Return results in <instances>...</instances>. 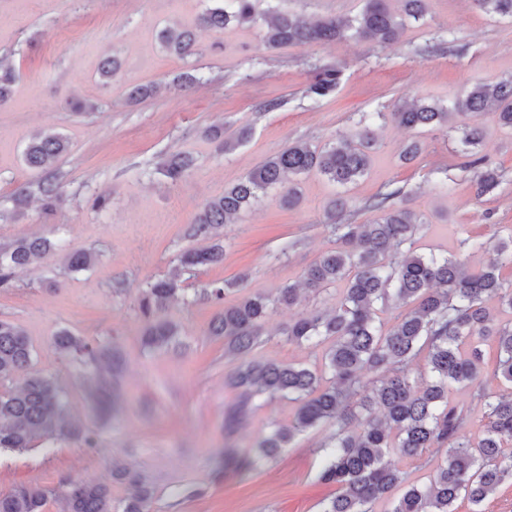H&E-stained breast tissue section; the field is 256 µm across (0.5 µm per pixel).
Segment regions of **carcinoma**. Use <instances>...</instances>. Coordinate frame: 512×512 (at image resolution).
Masks as SVG:
<instances>
[{
    "label": "carcinoma",
    "instance_id": "obj_1",
    "mask_svg": "<svg viewBox=\"0 0 512 512\" xmlns=\"http://www.w3.org/2000/svg\"><path fill=\"white\" fill-rule=\"evenodd\" d=\"M196 26L223 29L231 23L257 21L256 0H217ZM353 17L326 15L308 22L276 7L263 15V41L268 48L282 45L330 43L349 35L380 45L394 43L407 22L424 18L428 0H362ZM490 14L512 18V0H472ZM159 41L166 51L181 58L199 53L191 29L165 28ZM116 56L105 57L100 79L108 83L120 70ZM335 64L319 67L307 93L316 98L332 94L340 80ZM15 72L0 57V107L12 94ZM453 108L473 115L489 109L500 124L512 129V78L495 84L479 82L453 102ZM449 108L438 102L406 99L386 115L390 122L408 129L448 126ZM206 133L221 140L230 152L250 135L247 128L234 139L222 138L218 129ZM482 142L479 127L463 130L461 144L474 156L478 167L477 195L493 193L500 174L476 157ZM376 145L373 131L364 126L351 138L323 147L295 143L265 159L243 179L206 202L196 214L190 235L205 244L187 249L177 257L172 275L149 282L137 300L144 326L142 348L167 350L178 344L179 327L165 311L182 291L180 277L199 267L224 261L223 229L241 211L257 204L272 188L281 191L292 205L298 200L297 177L316 173L346 186L364 177ZM68 150L63 135L50 129L35 134L23 151L25 165L42 174L36 184L42 209L50 213L63 195V185L52 165ZM195 168L192 154L178 152L163 164V173L177 183ZM379 196L372 207L382 211L373 224H343L349 199L338 193L327 204L325 217L339 246L315 259L301 279L274 295L243 292L247 275L217 281L202 294L218 313L208 335L224 339V357L235 362L227 384L238 391L235 402L224 409V473L251 471L277 457L294 437L320 425L334 431L320 445L324 462L318 479L336 485V495L320 512H376L375 505L390 502L387 512H457L463 498L472 512L505 482L512 483V325H498L485 306L496 298L512 310V286H506L500 269L512 264V235L499 240L489 258L470 270L461 257L425 255L418 252L417 235L423 215L389 203ZM62 249L47 235L16 238L0 245V290L13 287L15 270L43 261ZM96 255L71 250L64 255L66 271L90 269ZM345 282L336 304L306 309L288 323L282 334L288 341L306 345L316 362L279 363L253 355L263 325L279 306H298L329 294L330 287ZM391 313L393 324L384 328L378 313ZM497 344V375L506 384L500 392L481 386L482 345ZM61 352L92 369L89 398L105 412L109 409L126 373V362L117 345L93 346L62 328L54 335ZM426 363L419 364L421 354ZM32 345L21 324L0 318V453L22 452L39 439L76 437L84 447L98 446L97 433L68 417L62 388L53 377L29 372ZM452 386L472 389V403L487 419L481 436L463 432L469 414L448 404ZM260 396L286 397L296 403L288 425L273 426L252 448L229 442L243 427ZM427 448L443 450L428 482L412 483L389 454L419 459ZM112 479L125 485L128 494L112 497L104 483L66 477L55 486L21 485L0 493V512H45L51 500L63 503L62 512H152L155 489L139 470L115 462Z\"/></svg>",
    "mask_w": 512,
    "mask_h": 512
}]
</instances>
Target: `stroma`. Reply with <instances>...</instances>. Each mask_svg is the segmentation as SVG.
Instances as JSON below:
<instances>
[{"mask_svg":"<svg viewBox=\"0 0 512 512\" xmlns=\"http://www.w3.org/2000/svg\"><path fill=\"white\" fill-rule=\"evenodd\" d=\"M212 0H0V57H9L16 81L0 109V244L33 233L60 239L66 249L94 252L90 270L63 274L58 257L18 270L0 290V318L20 322L33 347L31 369L57 379L71 416L94 426L85 378L89 371L60 353L53 334L61 327L96 344L117 343L128 365L123 408L99 431L89 450L75 439L39 440L0 457V491L19 484L53 486L64 476L111 483L112 463L136 464L156 489L154 512H318L335 485L319 481L321 426L297 435L262 468L217 475L224 409L236 399L224 377L231 364L224 341L208 335L216 308L199 300L173 304L166 318L181 327L185 354L145 352L135 303L148 281L166 274L184 250L196 247L187 227L199 208L237 183L267 157L296 142L324 144L371 126L378 137L368 173L347 194L357 224L380 216L371 201L395 193V205L423 214L420 252L460 253L470 238L485 245L512 235V133L498 115L459 114L442 128L405 129L385 121L400 99L424 97L445 104L474 82L512 78V19L476 9L471 0H428L423 20L409 23L398 40L381 46L353 38L335 43L267 49L262 24L198 30L200 55L180 58L159 42L167 26L193 25ZM306 19L335 13L356 16L361 0H261ZM118 56L119 74L102 83L103 58ZM342 70L335 92L311 98L316 67ZM200 84L180 87V74ZM154 86L132 103L131 86ZM484 130L478 154L497 169L494 193L478 195L475 171L460 142L464 126ZM53 126L70 141L54 165L64 198L53 214L37 199L14 212L13 198L33 189L36 172L22 152L38 130ZM247 127L251 136L230 153L207 136ZM420 141L412 163L401 146ZM186 151L196 159L191 175L171 183L160 164ZM301 201L286 206L269 190L237 223L223 229L224 262L199 269L184 283L187 294L215 280L247 274V292L271 294L295 282L321 253L337 246L324 208L337 193L319 175L301 178ZM110 198L95 211V196ZM298 314L280 307L265 324L260 359L311 364L310 349L288 342L282 328ZM294 402L277 399L256 408L237 433L241 445L262 436L270 423H290Z\"/></svg>","mask_w":512,"mask_h":512,"instance_id":"35a3bbf8","label":"stroma"}]
</instances>
